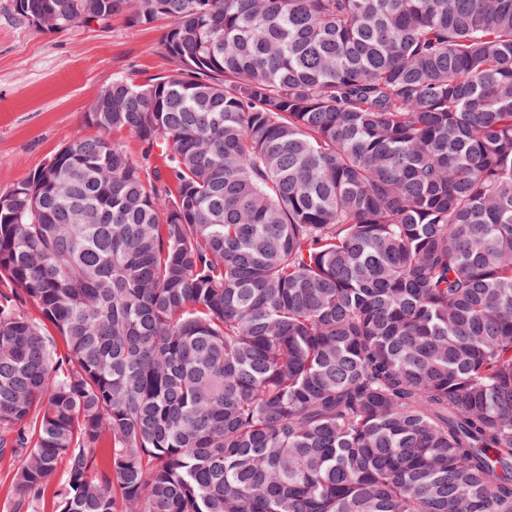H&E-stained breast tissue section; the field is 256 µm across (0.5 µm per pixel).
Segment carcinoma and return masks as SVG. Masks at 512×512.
<instances>
[{"mask_svg": "<svg viewBox=\"0 0 512 512\" xmlns=\"http://www.w3.org/2000/svg\"><path fill=\"white\" fill-rule=\"evenodd\" d=\"M51 4L173 69L0 191L13 512H512V0Z\"/></svg>", "mask_w": 512, "mask_h": 512, "instance_id": "cac0c4a2", "label": "carcinoma"}]
</instances>
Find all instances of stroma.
<instances>
[{"label": "stroma", "instance_id": "35a3bbf8", "mask_svg": "<svg viewBox=\"0 0 512 512\" xmlns=\"http://www.w3.org/2000/svg\"><path fill=\"white\" fill-rule=\"evenodd\" d=\"M164 30L119 16L104 28L47 33L19 19L12 0H0V190L85 133V112L114 76L168 73Z\"/></svg>", "mask_w": 512, "mask_h": 512}]
</instances>
